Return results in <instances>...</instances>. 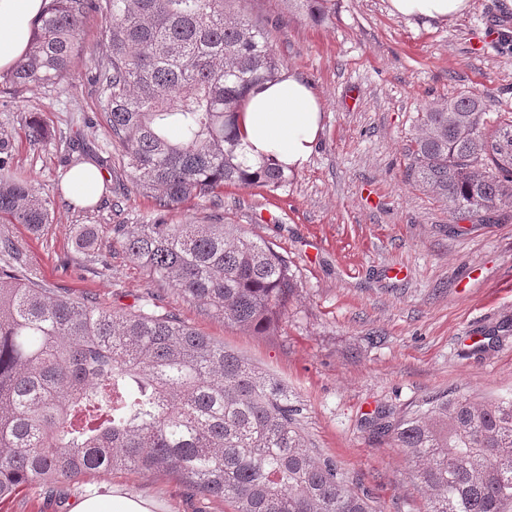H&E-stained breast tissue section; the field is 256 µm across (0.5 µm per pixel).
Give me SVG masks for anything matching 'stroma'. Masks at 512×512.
Returning <instances> with one entry per match:
<instances>
[{
    "instance_id": "stroma-1",
    "label": "stroma",
    "mask_w": 512,
    "mask_h": 512,
    "mask_svg": "<svg viewBox=\"0 0 512 512\" xmlns=\"http://www.w3.org/2000/svg\"><path fill=\"white\" fill-rule=\"evenodd\" d=\"M325 7L330 19L317 24L288 0L245 4L270 30L285 71L310 82L324 104L308 164L274 191L224 186L222 210L191 198L166 214L170 224L236 225L287 258L297 288L273 332L224 323L150 281L111 245L113 225L147 223L156 201L146 192L116 196L131 170L94 120L100 90L92 76L106 55L100 14L84 18L60 82L9 94L0 72V137L51 209L39 232L3 221L0 231L18 241L32 277L72 297L126 310L154 291L165 310L285 384L303 406L310 449L366 489L376 512H424L413 466L364 420L381 410L399 417L435 393L512 395V213L454 234L446 208L407 180L405 146L417 113L432 103L478 91L489 110L512 111V0H472L466 14L444 23L393 16L388 0ZM34 118L50 133L36 146L26 136ZM83 159L106 175L90 207L60 187ZM86 226L107 244L101 261L76 246ZM112 486L151 497L157 512H233L203 495L186 497L171 473L133 470L23 487L0 499V512H67L75 491Z\"/></svg>"
}]
</instances>
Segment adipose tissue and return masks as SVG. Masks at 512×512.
Segmentation results:
<instances>
[{"mask_svg":"<svg viewBox=\"0 0 512 512\" xmlns=\"http://www.w3.org/2000/svg\"><path fill=\"white\" fill-rule=\"evenodd\" d=\"M393 15L446 22L463 15L471 0H388ZM44 0H0V71L12 69L27 52ZM323 104L310 83L293 73L251 88L238 117L241 141L250 158H272L298 171L308 162L322 131ZM65 193L87 206L98 202L105 175L84 162L62 180ZM68 512H153L150 499L119 488L103 493H78L66 504Z\"/></svg>","mask_w":512,"mask_h":512,"instance_id":"adipose-tissue-1","label":"adipose tissue"}]
</instances>
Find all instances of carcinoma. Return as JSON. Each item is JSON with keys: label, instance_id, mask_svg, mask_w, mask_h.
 <instances>
[{"label": "carcinoma", "instance_id": "cac0c4a2", "mask_svg": "<svg viewBox=\"0 0 512 512\" xmlns=\"http://www.w3.org/2000/svg\"><path fill=\"white\" fill-rule=\"evenodd\" d=\"M227 0H48L9 83L54 84L77 50L80 23L104 16L106 62L94 80L132 191L161 210L215 191H274L290 174L252 160L236 127L250 88L278 79L270 31ZM407 180L455 221L491 224L512 210V112L467 93L418 113ZM32 231L50 202L13 171L0 138V218ZM148 276L224 322L274 329L296 283L288 260L231 224L150 220L112 228ZM77 244L93 258L94 229ZM0 499L28 486L98 471H170L234 512H375L331 458L307 448L303 407L288 388L196 332L153 293L129 311L80 301L28 276L14 238L0 232ZM372 426L392 435L427 492V512H512V397L475 402L431 395Z\"/></svg>", "mask_w": 512, "mask_h": 512}]
</instances>
